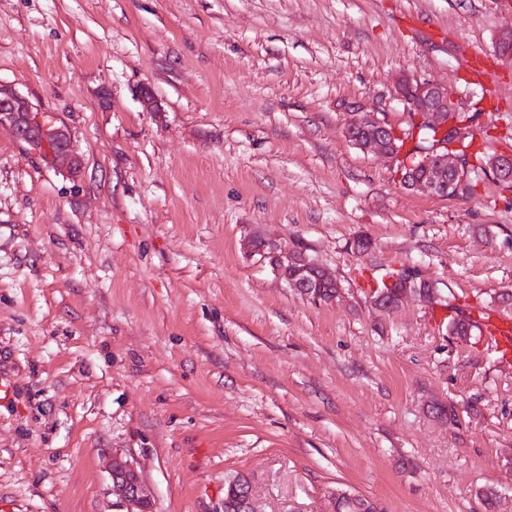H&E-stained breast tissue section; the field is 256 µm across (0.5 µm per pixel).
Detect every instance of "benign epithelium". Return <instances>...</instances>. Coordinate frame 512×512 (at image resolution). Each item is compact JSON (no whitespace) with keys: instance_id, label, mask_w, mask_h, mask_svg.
<instances>
[{"instance_id":"7a95c632","label":"benign epithelium","mask_w":512,"mask_h":512,"mask_svg":"<svg viewBox=\"0 0 512 512\" xmlns=\"http://www.w3.org/2000/svg\"><path fill=\"white\" fill-rule=\"evenodd\" d=\"M495 49L501 57H512L511 27L500 33ZM398 92L405 109L416 123L446 132L453 137L451 144L437 143L432 149L419 153L418 162L405 164L409 176L402 180L403 188L440 197L448 194L450 172L462 183L471 182V170L463 158L456 154V150L461 148L460 140L471 128V121L461 113L448 88L439 83L404 74L398 80ZM1 127L8 128L13 137L28 150L38 155H50L56 166L73 171L79 167L77 157L67 145L68 134L65 129L56 125L51 115L36 111L24 96L13 91L0 95ZM359 127L370 128L373 135L364 141L353 137L354 130ZM346 135L354 145L366 152L393 162L401 157V152L395 145V139L400 137V130L373 114L354 119L348 125ZM492 168L498 179L512 181V153L496 154ZM245 248L251 256L269 261L289 287L312 301L316 300V296L314 291L307 288V276L316 278L321 284L336 283L335 277L314 262L293 261V250L274 240L252 235L245 241ZM424 278L426 275L419 267L404 266L402 274L393 279L395 283L405 284L398 292L395 307L402 306L410 299L429 303L427 296L421 293L420 289L408 287V284ZM111 472L112 496L123 508V512H153L148 489L132 461L117 454L113 455Z\"/></svg>"}]
</instances>
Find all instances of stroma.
Wrapping results in <instances>:
<instances>
[{"label": "stroma", "mask_w": 512, "mask_h": 512, "mask_svg": "<svg viewBox=\"0 0 512 512\" xmlns=\"http://www.w3.org/2000/svg\"><path fill=\"white\" fill-rule=\"evenodd\" d=\"M507 26L512 0H0V89L80 161L0 129V512H119L116 453L155 512H224L237 477L258 512H331L337 490L483 512L488 486L512 512V364L451 338L440 306L380 311L364 286L414 264L498 309L512 201L482 174L465 200L405 190L345 134L360 111L406 127V72L507 136ZM251 232L342 298L289 288ZM1 127H7L31 152L50 155L56 166L73 171L79 167L70 145H66L68 134L65 129L57 126L51 115L35 111L32 103L19 93L1 92ZM245 248L252 257L259 256L260 261L269 260L273 269L285 280L289 287L294 288L304 297L312 301L320 300V302H332L340 296L339 294H333L338 292L336 278L326 273L320 266L305 257L304 262H295L293 259L294 249L286 248L276 241L260 235L248 237L245 241ZM288 259L294 266V272L290 278H288ZM310 267L314 269L311 273L308 271ZM306 273L309 275H306ZM307 276L312 282L315 280L314 278H316L321 284L333 283L336 287L325 286L317 288V294L320 295V299L319 296H315L314 291L309 290L310 288H306L308 284Z\"/></svg>", "instance_id": "1"}]
</instances>
